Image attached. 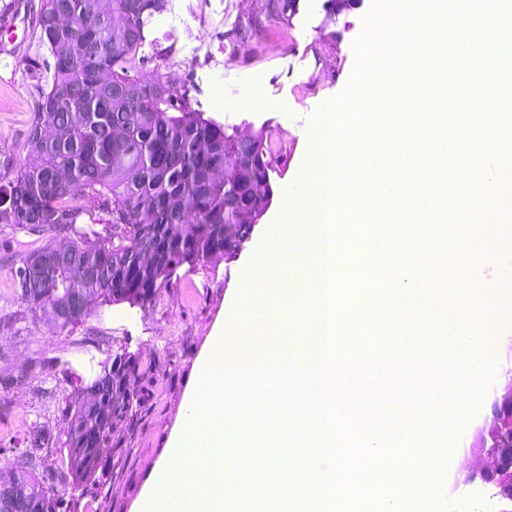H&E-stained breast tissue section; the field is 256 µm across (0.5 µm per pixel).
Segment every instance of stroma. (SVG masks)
<instances>
[{
    "instance_id": "1",
    "label": "stroma",
    "mask_w": 512,
    "mask_h": 512,
    "mask_svg": "<svg viewBox=\"0 0 512 512\" xmlns=\"http://www.w3.org/2000/svg\"><path fill=\"white\" fill-rule=\"evenodd\" d=\"M11 4L24 37L0 49V153L19 165L34 164L25 147L28 123L45 88V47L31 36L27 0ZM373 0L330 12L327 0H299L297 11L278 19L270 0H251L239 13L237 0H170L148 26L154 54L139 74L180 76L190 109L227 128L279 137L270 146L272 202L233 256L178 270L149 307L108 306L60 337L25 315L15 271L26 253L48 243L62 244L55 232L33 236L0 226V474L29 459L37 476L59 473L65 439L62 415L72 375L96 369L120 350L139 357L138 386L143 400L114 431L115 449L104 459L105 477L94 492L68 490L69 512H138L146 487L163 459L184 412L200 356L216 330L224 347L237 351L249 342L280 358L297 352L301 308L289 307L278 281H262L252 270L259 248L277 223L287 190L311 154L314 118L348 86L356 65L353 44ZM466 284H452L447 304H463V287H475L472 273L492 274L512 290V258L485 253L460 263ZM260 293L277 311L275 323L247 307ZM50 437L48 448L28 457L32 430Z\"/></svg>"
}]
</instances>
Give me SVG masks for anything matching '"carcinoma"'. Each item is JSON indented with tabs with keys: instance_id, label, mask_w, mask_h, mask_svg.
<instances>
[{
	"instance_id": "1",
	"label": "carcinoma",
	"mask_w": 512,
	"mask_h": 512,
	"mask_svg": "<svg viewBox=\"0 0 512 512\" xmlns=\"http://www.w3.org/2000/svg\"><path fill=\"white\" fill-rule=\"evenodd\" d=\"M169 0H39L48 90L25 146L36 158H0V224H40L66 234L69 263L55 278L21 288L26 313L63 334L104 306L145 307L176 270L235 254L269 202L262 135L240 140L186 110L185 94L130 75L144 62L146 26ZM47 243L25 254L54 262ZM82 306L63 313V294ZM139 359L124 351L91 377L74 374L66 397L65 479L84 493L104 477L112 431L140 403ZM6 512H60L63 495L26 468L0 481Z\"/></svg>"
}]
</instances>
